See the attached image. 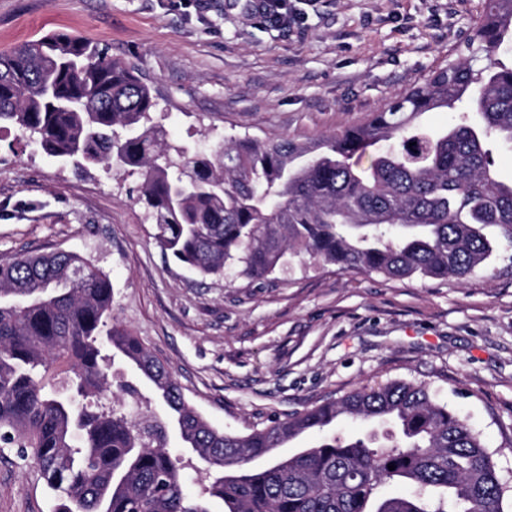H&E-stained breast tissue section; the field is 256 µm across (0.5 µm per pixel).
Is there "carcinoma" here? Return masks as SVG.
<instances>
[{
	"label": "carcinoma",
	"instance_id": "obj_1",
	"mask_svg": "<svg viewBox=\"0 0 512 512\" xmlns=\"http://www.w3.org/2000/svg\"><path fill=\"white\" fill-rule=\"evenodd\" d=\"M509 45L512 0H485L467 54L364 122L320 142L231 140L190 155L153 122L151 88L133 66L52 32L0 52V125L79 173H138L157 242L204 277L235 264L262 280L307 255L342 271L465 279L493 254L485 228H500L512 247V180L498 178L487 148L512 147V67L496 62ZM440 108L455 122L420 124ZM112 303L109 277L77 252L0 258V443L38 467L54 512H212L216 501L223 512H503L508 486L492 456L428 386H364L230 435L189 404L138 337L106 328ZM117 357L152 391L138 396V418L111 390ZM58 358L85 403L45 389L42 373ZM341 415L390 431L328 433ZM170 430L204 464L197 493L185 488L183 458L167 450ZM304 435L314 442L277 454ZM386 485L407 493L386 495Z\"/></svg>",
	"mask_w": 512,
	"mask_h": 512
}]
</instances>
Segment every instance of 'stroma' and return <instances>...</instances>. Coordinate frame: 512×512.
Segmentation results:
<instances>
[{
    "label": "stroma",
    "instance_id": "obj_1",
    "mask_svg": "<svg viewBox=\"0 0 512 512\" xmlns=\"http://www.w3.org/2000/svg\"><path fill=\"white\" fill-rule=\"evenodd\" d=\"M484 0H0V52L64 31L131 63L168 142H314L363 122L459 59ZM137 178L80 174L0 128V258L76 251L112 282V321L167 364L186 400L237 435L403 379L478 433L512 485V248L465 280L389 279L307 257L255 281L203 277L164 251ZM38 468L0 448V512H52ZM262 18L288 26L297 19V13L290 6V0H256Z\"/></svg>",
    "mask_w": 512,
    "mask_h": 512
}]
</instances>
